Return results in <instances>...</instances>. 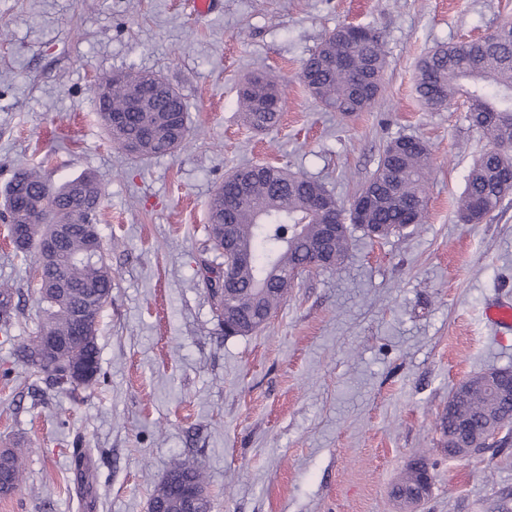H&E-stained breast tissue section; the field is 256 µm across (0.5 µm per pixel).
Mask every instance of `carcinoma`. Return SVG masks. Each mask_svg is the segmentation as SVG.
I'll list each match as a JSON object with an SVG mask.
<instances>
[{
  "label": "carcinoma",
  "mask_w": 512,
  "mask_h": 512,
  "mask_svg": "<svg viewBox=\"0 0 512 512\" xmlns=\"http://www.w3.org/2000/svg\"><path fill=\"white\" fill-rule=\"evenodd\" d=\"M345 28L326 34L316 49L303 61L301 79L310 95L325 109L343 114L370 110L382 94L386 66L383 41L378 32L363 28L362 39L350 49ZM160 78L141 72H117L91 88L97 116L110 139L127 148L135 143L133 154L153 156L171 154L186 144L190 129L184 98L170 88L163 95L150 93L141 105L131 107L126 90L129 84L147 88ZM110 90L102 96V88ZM422 102L431 109L450 105L458 97L471 102L469 119L484 130L491 143L474 163L465 180L458 202L459 219L481 224L512 193V21L500 26L494 40L450 44L434 49L422 61L416 82ZM283 90L272 78L258 74L245 80L239 91V106L246 122L255 129L272 128L279 122ZM128 112L121 126L112 125V114ZM476 112H497L498 120L478 122ZM430 166L428 145L408 136L391 140L381 163L358 191L372 197L362 218L367 236L386 238L424 222L427 197L425 183ZM96 178L84 173L59 185L45 180L41 170L17 171L3 191V207L8 224L25 225L33 235H44L54 224H68L71 232L62 240L46 277L39 283L44 304L38 335L22 346L26 366L42 374L61 390L74 391L92 386L97 377L78 384L68 377L71 367L87 360L98 361V318L112 297V269L99 235L97 215L102 203ZM224 200L212 197L208 207V236L212 249L224 257L226 269L236 287L217 297L210 293L219 319L231 311L243 310L254 325L251 333L264 326L286 301L288 276L308 264L316 263V246L322 222L311 215L314 198L327 193L315 179L293 174L274 165L247 166L224 179ZM20 192L33 197L44 195L48 207L40 211L17 208L14 198ZM235 225L236 241L224 247V225ZM350 237L345 231L336 237L334 254L327 268L343 262ZM96 256L85 259L91 247ZM251 254L241 262L240 251ZM62 270L66 285L56 286L54 274ZM12 289L0 285V329L12 325ZM81 312L85 332L75 335ZM66 337L65 349L42 343L41 334ZM483 372L463 381L450 396L448 410L438 421L441 445L456 448L468 457L489 447L494 436L512 426V393L487 386ZM23 456L20 448L0 449V496L8 497L23 481ZM429 463L423 458L410 460L392 487V497L405 510L417 508L420 494L431 490L422 483ZM194 483L206 490L203 474L193 463L173 467L155 487L151 502L165 512H181V503L172 480Z\"/></svg>",
  "instance_id": "1"
}]
</instances>
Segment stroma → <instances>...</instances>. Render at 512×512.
Listing matches in <instances>:
<instances>
[{
  "label": "stroma",
  "instance_id": "35a3bbf8",
  "mask_svg": "<svg viewBox=\"0 0 512 512\" xmlns=\"http://www.w3.org/2000/svg\"><path fill=\"white\" fill-rule=\"evenodd\" d=\"M0 0V190L40 168L58 184L95 174L112 301L98 319L100 372L78 395L50 388L18 358L41 311L34 253L0 221V282L21 312L0 332V448H25L26 481L0 512H148L177 464L205 471L212 512H400L390 495L427 454L432 492L419 512H512V430L464 459L441 451L451 391L512 369V335L485 317L512 301V195L480 224L458 219L473 161L490 146L455 101L426 108L420 61L512 17V0ZM369 26L386 52L367 112L324 110L303 60L337 27ZM162 76L184 98L191 135L163 156L131 159L110 141L90 89L127 69ZM279 77L284 112L246 126L241 84ZM400 136L431 150L423 224L382 240L352 230L341 268L310 275L259 331L225 335L201 274L222 259L208 205L247 163L319 180L351 204ZM92 460L86 510L74 449Z\"/></svg>",
  "mask_w": 512,
  "mask_h": 512
}]
</instances>
